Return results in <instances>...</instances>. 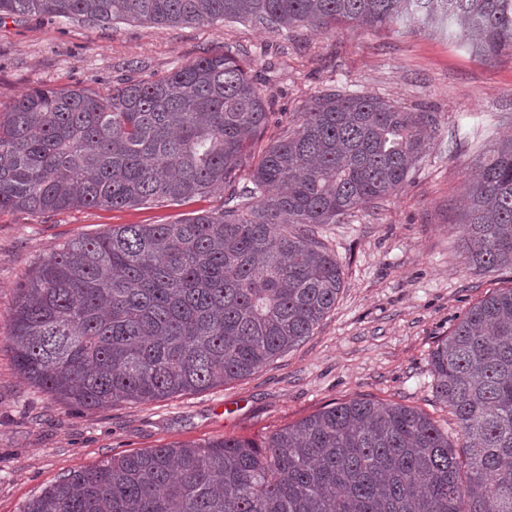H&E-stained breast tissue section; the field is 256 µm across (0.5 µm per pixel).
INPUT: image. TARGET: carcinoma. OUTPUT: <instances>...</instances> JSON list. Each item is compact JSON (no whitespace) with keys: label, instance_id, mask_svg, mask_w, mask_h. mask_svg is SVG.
I'll return each mask as SVG.
<instances>
[{"label":"carcinoma","instance_id":"carcinoma-1","mask_svg":"<svg viewBox=\"0 0 512 512\" xmlns=\"http://www.w3.org/2000/svg\"><path fill=\"white\" fill-rule=\"evenodd\" d=\"M28 13L319 31L423 14L448 19V38L486 62L512 57V0H0V16ZM267 120L228 53L107 97L34 87L0 111V210L51 216L229 190L211 213L112 226L41 261L18 288L6 337L27 381L85 408L146 403L248 377L314 334L342 288L315 228L398 192L440 115L327 93L240 188ZM476 166L461 252L478 268L512 269V138ZM430 363L454 439L414 407L352 399L258 442L119 454L22 512H512V288L470 307Z\"/></svg>","mask_w":512,"mask_h":512}]
</instances>
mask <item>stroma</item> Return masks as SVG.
Returning <instances> with one entry per match:
<instances>
[{"instance_id":"stroma-1","label":"stroma","mask_w":512,"mask_h":512,"mask_svg":"<svg viewBox=\"0 0 512 512\" xmlns=\"http://www.w3.org/2000/svg\"><path fill=\"white\" fill-rule=\"evenodd\" d=\"M227 51L245 62L268 104V141L332 89L440 112L444 121L401 190L317 227L343 287L312 336L247 378L158 401L75 408L29 385L6 343L16 290L65 242L216 210L225 191L48 218L0 211V512H21L60 476L117 454L224 436L257 440L354 398L411 406L456 428L433 391L430 356L472 305L512 286V270L472 267L459 246L471 168L512 135V60L482 62L449 38L444 19L278 32L240 20L96 25L16 14L0 19V108L34 86L107 94Z\"/></svg>"}]
</instances>
